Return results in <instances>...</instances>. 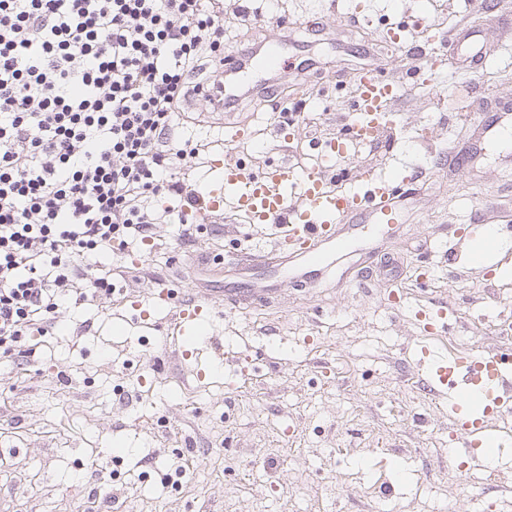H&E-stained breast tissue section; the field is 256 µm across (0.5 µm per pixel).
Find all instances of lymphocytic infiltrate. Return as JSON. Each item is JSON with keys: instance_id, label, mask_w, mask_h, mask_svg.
<instances>
[{"instance_id": "obj_1", "label": "lymphocytic infiltrate", "mask_w": 512, "mask_h": 512, "mask_svg": "<svg viewBox=\"0 0 512 512\" xmlns=\"http://www.w3.org/2000/svg\"><path fill=\"white\" fill-rule=\"evenodd\" d=\"M224 36V0H0V359L111 298L79 259L190 205L181 105Z\"/></svg>"}]
</instances>
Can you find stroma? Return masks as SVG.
Returning <instances> with one entry per match:
<instances>
[{"label": "stroma", "mask_w": 512, "mask_h": 512, "mask_svg": "<svg viewBox=\"0 0 512 512\" xmlns=\"http://www.w3.org/2000/svg\"><path fill=\"white\" fill-rule=\"evenodd\" d=\"M227 2L230 54L274 30L298 40L325 26L339 32L310 61L288 50L282 83L300 87L283 102L292 112L338 118L352 88L330 75L363 63L404 86L400 59L426 46L418 30L427 17L439 37L475 18L487 48L508 52L476 81L447 74L404 91L392 137L344 166L349 176L406 177L395 223L348 225L353 245L302 281L250 260L267 246L259 229H187L174 202L148 244L96 255L101 267L126 269L112 302L66 305L59 332L42 337L28 363L0 366V448L15 451L0 460V512H512V435L498 436L497 472L449 464L448 402L414 364L416 304L446 306L449 347H492L512 323V244L492 272L448 251L460 226L512 215V164L488 146L469 155L489 100H512V0L486 10L476 0ZM257 9L255 27L242 29L236 12ZM391 27L405 40L387 53ZM234 119L246 126L236 153L256 171L287 160L276 113L245 98ZM180 135L206 146L181 162L192 185H204L210 159L227 148L224 132L188 122ZM252 281L277 291L237 310L216 306L203 325L202 379L178 357L168 311L143 314L163 287L184 297ZM399 289L404 302L387 304Z\"/></svg>", "instance_id": "obj_1"}]
</instances>
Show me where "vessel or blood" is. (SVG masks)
<instances>
[{
	"label": "vessel or blood",
	"instance_id": "obj_1",
	"mask_svg": "<svg viewBox=\"0 0 512 512\" xmlns=\"http://www.w3.org/2000/svg\"><path fill=\"white\" fill-rule=\"evenodd\" d=\"M458 37L449 34L441 44L442 70L476 75L482 59L462 66L457 55ZM284 38L269 40L265 51L250 50L222 59L215 84L202 87L203 99L215 109H223L225 101L256 92L253 76L264 73L278 80L284 69ZM361 93L344 120L349 130L370 132L382 137L394 124L393 106L398 98L397 85L379 80L373 67H362L358 77ZM214 169L217 179L200 189L190 216L195 223L219 221L225 209H232L246 223L275 226L279 234L273 249L256 258L260 264H275L290 272L291 263L303 258L313 264L327 260L333 248L344 245L346 225L361 221L377 224L393 223L399 208L398 181L395 175L360 171L359 186L350 192L331 189L322 171L303 173L284 164L259 173L252 166L225 156ZM503 243L502 227L486 226L480 243L471 248L467 261L481 266L486 255L496 253ZM213 293L203 300H178L171 289H162L157 302L170 307L177 334L183 335L210 321L214 309ZM417 320L426 332L445 329L446 308L419 310ZM417 362L426 373L431 392L447 398L452 412L461 404H470L474 413L454 433L457 453L470 463L493 468L495 459L489 451L492 444L486 431L492 414L512 411V341L481 352H464L448 358L427 345L417 348Z\"/></svg>",
	"mask_w": 512,
	"mask_h": 512
}]
</instances>
